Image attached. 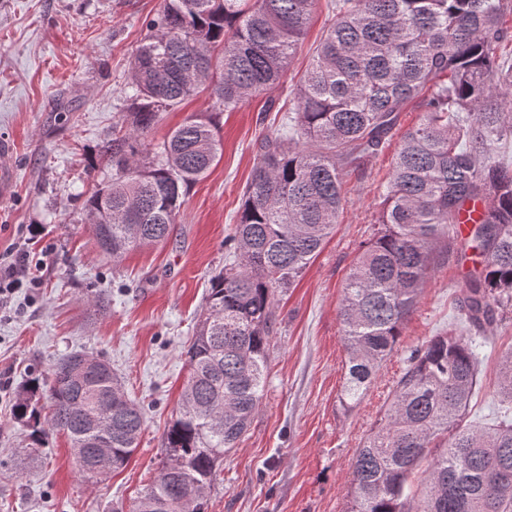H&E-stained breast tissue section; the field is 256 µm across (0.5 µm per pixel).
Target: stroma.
Segmentation results:
<instances>
[{
	"label": "stroma",
	"instance_id": "obj_1",
	"mask_svg": "<svg viewBox=\"0 0 512 512\" xmlns=\"http://www.w3.org/2000/svg\"><path fill=\"white\" fill-rule=\"evenodd\" d=\"M163 6L164 0H0V140L12 145L14 170L0 198V262L24 251L43 264L39 285L22 283L0 304V512H130L179 410L185 352L210 279L224 266V241L263 136L282 123L288 93L331 16L330 0H317L280 83L220 114V156L186 195L168 239L116 263L96 248L84 201L110 173L101 145L129 110L130 62L147 21ZM211 104L205 90L162 113L144 133L145 144L160 146L186 116ZM422 116L408 105L385 148L345 169L336 231L297 284L277 296L264 395L225 454L205 512H348L352 460L411 352L451 329L468 333L480 362L470 418L495 419L501 360L512 349V310L494 330L467 329L462 270L441 248L417 309L370 388L353 408L341 401L343 286L380 228L383 186L401 137ZM75 350L106 360L145 412L127 466L94 483L80 476L64 435L34 448L13 416L22 385L35 376L50 380L56 361Z\"/></svg>",
	"mask_w": 512,
	"mask_h": 512
}]
</instances>
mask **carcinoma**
Segmentation results:
<instances>
[{"instance_id": "obj_1", "label": "carcinoma", "mask_w": 512, "mask_h": 512, "mask_svg": "<svg viewBox=\"0 0 512 512\" xmlns=\"http://www.w3.org/2000/svg\"><path fill=\"white\" fill-rule=\"evenodd\" d=\"M315 2L165 0L130 63L132 112L102 145L112 176L84 202L100 252L117 261L168 238L185 195L221 151L215 117L280 82ZM331 6L287 122L263 139L225 242L231 259L211 279L187 350L179 415L130 512H203L217 464L261 402L277 294L336 230L343 169L378 152L408 104H418L423 119L402 136L382 192V230L360 251L339 305L343 399L357 403L392 354L435 269L436 245L466 267L469 324L492 328L512 307V163L497 154L512 134V58L495 51L508 40L505 0ZM206 88L211 111L187 116L161 146L142 147L139 133L160 113ZM83 356L60 358L46 387L37 378L24 387L14 415L40 445L55 431L66 434L79 474L92 481L128 464L144 413L112 372L78 369ZM479 381L462 335L433 336L412 352L353 459L349 512H512V351L502 359L505 408L488 426L466 422Z\"/></svg>"}]
</instances>
